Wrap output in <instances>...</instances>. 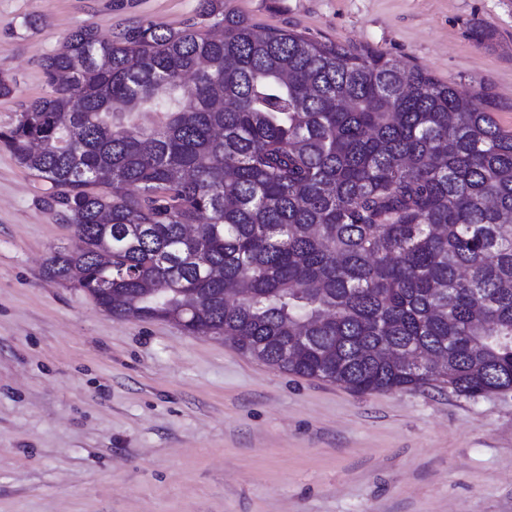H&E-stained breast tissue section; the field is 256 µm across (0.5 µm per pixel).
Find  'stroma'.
Segmentation results:
<instances>
[{"label":"stroma","instance_id":"obj_1","mask_svg":"<svg viewBox=\"0 0 512 512\" xmlns=\"http://www.w3.org/2000/svg\"><path fill=\"white\" fill-rule=\"evenodd\" d=\"M197 4L0 0V127L47 93L42 62L71 31L178 28ZM224 8L491 95L512 129V0ZM75 243L0 148V512H512V390L359 395L171 322L114 319L46 277Z\"/></svg>","mask_w":512,"mask_h":512}]
</instances>
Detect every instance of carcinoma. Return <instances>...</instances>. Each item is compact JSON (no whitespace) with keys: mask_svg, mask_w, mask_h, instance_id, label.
Returning <instances> with one entry per match:
<instances>
[{"mask_svg":"<svg viewBox=\"0 0 512 512\" xmlns=\"http://www.w3.org/2000/svg\"><path fill=\"white\" fill-rule=\"evenodd\" d=\"M43 71L0 146L80 242L49 279L357 394L512 389V131L486 97L224 0L81 26Z\"/></svg>","mask_w":512,"mask_h":512,"instance_id":"obj_1","label":"carcinoma"}]
</instances>
